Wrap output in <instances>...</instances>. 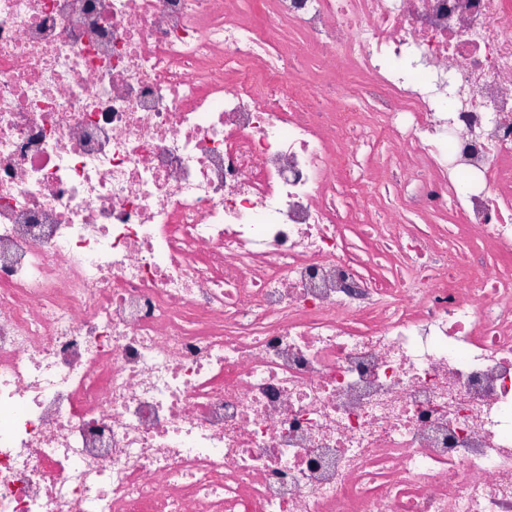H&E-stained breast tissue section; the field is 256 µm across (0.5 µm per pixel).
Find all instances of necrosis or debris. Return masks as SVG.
I'll list each match as a JSON object with an SVG mask.
<instances>
[{"mask_svg": "<svg viewBox=\"0 0 512 512\" xmlns=\"http://www.w3.org/2000/svg\"><path fill=\"white\" fill-rule=\"evenodd\" d=\"M265 2L0 0V512H512V0Z\"/></svg>", "mask_w": 512, "mask_h": 512, "instance_id": "1", "label": "necrosis or debris"}]
</instances>
